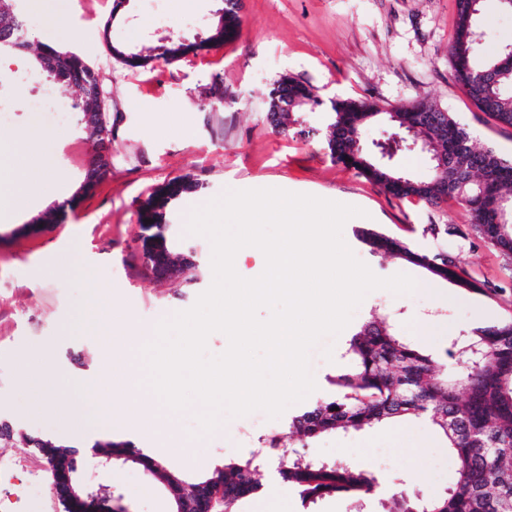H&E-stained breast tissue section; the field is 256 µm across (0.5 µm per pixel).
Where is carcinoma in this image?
<instances>
[{"label": "carcinoma", "instance_id": "cac0c4a2", "mask_svg": "<svg viewBox=\"0 0 512 512\" xmlns=\"http://www.w3.org/2000/svg\"><path fill=\"white\" fill-rule=\"evenodd\" d=\"M203 41H171L133 53L132 67H147L154 60L167 61L221 46L235 38L240 27L239 0H224ZM478 17L457 13V26L449 47L454 77L475 107L501 125L512 127V45L484 57L479 51ZM12 40L33 52L35 69L52 65L51 79L67 83L75 94L78 118L94 115L86 130L95 153L102 154L112 136L107 91L99 72L76 53L50 44L33 45L26 25L17 18ZM496 66L498 84L482 86L479 73ZM322 106L313 89L283 76L268 92L265 119L274 128L288 130L291 114L306 107ZM381 122L399 131L413 130L428 140L432 175L416 179L398 172L394 164L366 152L360 143L361 129ZM327 145L337 162L352 168L400 200H417L438 207L455 202L467 210L471 230L481 239L512 257V223L500 222L499 209L512 200V161L491 148L471 143L467 129L454 116L433 104L419 102L384 110L365 101L342 98L331 103ZM200 189L199 182L176 178L149 197L159 201L153 233L166 240L177 257L192 256V248L178 245L168 222L178 202ZM356 238L372 254H390L423 269L432 263L448 267V282L463 290L479 286L455 258L426 254L373 228L360 227ZM446 355L464 358L469 368L440 377L444 365L430 353L405 343L394 331L377 321L363 324L348 341V363L336 370L330 383L336 391L292 416L288 428L301 438L326 433L357 432L365 427L427 415L448 440L456 462V488L442 499L412 503L402 492L393 494V512H512V319L477 327L457 337ZM267 454L277 461L279 478L295 487L302 504L344 494L354 507L362 506L379 486L374 471L340 461L309 459L296 451L279 449L278 440L266 441ZM126 451L132 462L158 474L160 461L130 442ZM254 458L229 460L217 475L204 480L214 498L215 512H233L235 504L255 493L258 484L250 477ZM171 495L182 512H197L198 485L170 482Z\"/></svg>", "mask_w": 512, "mask_h": 512}]
</instances>
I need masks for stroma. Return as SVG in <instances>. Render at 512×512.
Segmentation results:
<instances>
[{
    "instance_id": "stroma-1",
    "label": "stroma",
    "mask_w": 512,
    "mask_h": 512,
    "mask_svg": "<svg viewBox=\"0 0 512 512\" xmlns=\"http://www.w3.org/2000/svg\"><path fill=\"white\" fill-rule=\"evenodd\" d=\"M221 6L222 0H24L31 42L70 49L98 70L110 97L112 140L106 176L78 197L81 157L91 144L71 87L42 75L36 83H19L18 73L32 70L30 54L0 56V155L28 151L31 170L44 173L54 188L51 197L29 200L0 223V417L75 452L79 480L111 485L124 512H171L165 474L188 483L210 477L219 463L250 458L270 437L312 459L376 471L381 489L366 500L364 512H388L399 491L415 500L446 496L456 485L455 462L426 417L302 439L288 431L298 411L293 405L275 420L223 417L221 430L200 438L192 407L135 435L119 415L124 400L118 396L113 427L74 426L82 409L72 388L101 371V345L78 325L91 281L107 285L125 335L191 308L212 283V248L207 238L187 234V218L229 190L279 188L357 206L361 215L342 230L355 256L379 277L405 273L420 284L409 294L371 292L349 328L311 349L317 388L307 404L329 393L327 376L343 364L353 328L368 320H388L403 341L441 357L463 330L512 319V258L471 232L464 207L393 198L336 163L325 139L280 134L265 119L266 93L286 74L326 102L350 97L384 109L432 103L452 113L474 145L512 160V127L478 111L454 79L448 47L455 0H241V29L232 42L145 68L129 67L111 52L115 46L154 47L168 37L202 41ZM480 27L482 54L512 42V13L498 0H482ZM185 175L203 190L180 202L172 222L205 270L192 281L159 280L137 245L139 207L162 184ZM57 207L64 210L59 222L21 234L23 225ZM364 223L417 251L456 257L488 291L468 292L404 260L370 253L353 236ZM434 224L459 232L434 233ZM45 346L47 358L20 377L22 356ZM51 400L56 406L50 411ZM130 438L162 463L164 475L120 460L99 466L94 442ZM257 478L259 490L242 499L237 512H352L341 496L303 506L271 466L261 467ZM20 488L26 512H62L39 453L19 441H1L0 512H13Z\"/></svg>"
}]
</instances>
